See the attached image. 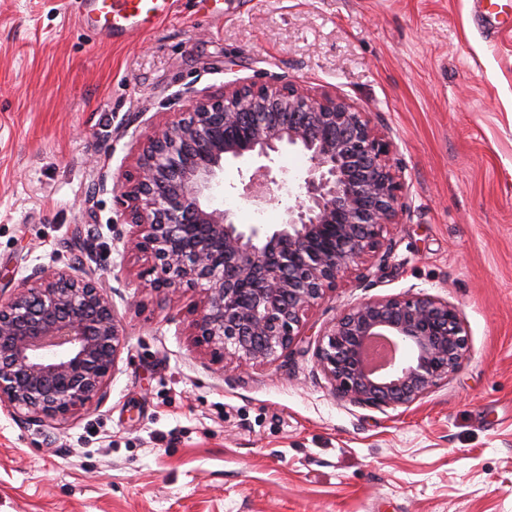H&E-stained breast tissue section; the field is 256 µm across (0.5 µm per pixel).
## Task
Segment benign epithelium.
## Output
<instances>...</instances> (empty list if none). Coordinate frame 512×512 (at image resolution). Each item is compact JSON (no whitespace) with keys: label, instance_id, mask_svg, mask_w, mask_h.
Listing matches in <instances>:
<instances>
[{"label":"benign epithelium","instance_id":"obj_1","mask_svg":"<svg viewBox=\"0 0 512 512\" xmlns=\"http://www.w3.org/2000/svg\"><path fill=\"white\" fill-rule=\"evenodd\" d=\"M290 149L308 167L288 187L281 223L237 224L214 203L227 161L259 162L245 184L252 207L278 201L286 181L276 162ZM135 164L121 191L132 226L125 248L151 260L154 292H200L195 344L241 366L273 363L299 342L303 312L376 252L403 191L390 142L366 113L282 78L192 96L189 111L154 127ZM371 336L396 350L377 372L364 364ZM122 348L94 272L38 266L0 294V408L29 425L65 419L106 397ZM467 351L461 310L408 291L345 308L318 334L315 356L336 399L384 409L425 397Z\"/></svg>","mask_w":512,"mask_h":512}]
</instances>
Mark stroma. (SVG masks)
I'll return each instance as SVG.
<instances>
[{
    "label": "stroma",
    "instance_id": "35a3bbf8",
    "mask_svg": "<svg viewBox=\"0 0 512 512\" xmlns=\"http://www.w3.org/2000/svg\"><path fill=\"white\" fill-rule=\"evenodd\" d=\"M70 12L0 0V291L41 264L95 271L125 346L104 401L40 427L0 409V512H512V30L488 33L474 0H224L220 22L180 0L115 44ZM276 76L367 114L402 209L289 357L240 369L196 347V291L163 300L124 255L120 186L191 96ZM243 188L225 164L236 223L280 222ZM407 291L461 310V369L409 405L337 401L315 334Z\"/></svg>",
    "mask_w": 512,
    "mask_h": 512
}]
</instances>
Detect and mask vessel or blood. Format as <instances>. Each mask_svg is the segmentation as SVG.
Returning a JSON list of instances; mask_svg holds the SVG:
<instances>
[{
    "label": "vessel or blood",
    "instance_id": "vessel-or-blood-1",
    "mask_svg": "<svg viewBox=\"0 0 512 512\" xmlns=\"http://www.w3.org/2000/svg\"><path fill=\"white\" fill-rule=\"evenodd\" d=\"M173 2L174 0H75L76 22L90 34L124 42L168 19Z\"/></svg>",
    "mask_w": 512,
    "mask_h": 512
}]
</instances>
